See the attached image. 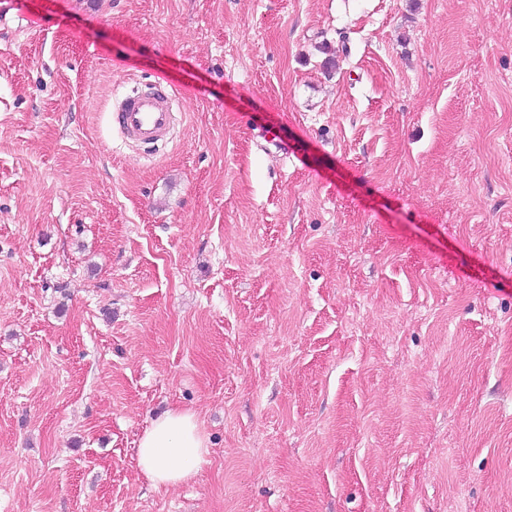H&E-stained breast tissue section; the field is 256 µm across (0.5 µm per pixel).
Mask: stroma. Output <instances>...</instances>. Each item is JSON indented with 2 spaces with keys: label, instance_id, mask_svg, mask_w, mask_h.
Here are the masks:
<instances>
[{
  "label": "stroma",
  "instance_id": "obj_1",
  "mask_svg": "<svg viewBox=\"0 0 512 512\" xmlns=\"http://www.w3.org/2000/svg\"><path fill=\"white\" fill-rule=\"evenodd\" d=\"M0 512H512V0H0ZM170 93L161 87L149 91L132 89L112 113V123L125 142L140 146L168 143L176 121ZM208 453L197 415L172 409L155 418L140 439L138 466L156 487L190 480Z\"/></svg>",
  "mask_w": 512,
  "mask_h": 512
}]
</instances>
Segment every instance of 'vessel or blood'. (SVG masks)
Wrapping results in <instances>:
<instances>
[{"label":"vessel or blood","instance_id":"b4317fda","mask_svg":"<svg viewBox=\"0 0 512 512\" xmlns=\"http://www.w3.org/2000/svg\"><path fill=\"white\" fill-rule=\"evenodd\" d=\"M175 121L170 94L161 87L132 90L112 114V123L119 128L122 138L135 146L169 142Z\"/></svg>","mask_w":512,"mask_h":512}]
</instances>
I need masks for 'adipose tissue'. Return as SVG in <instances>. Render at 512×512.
<instances>
[{"instance_id": "obj_1", "label": "adipose tissue", "mask_w": 512, "mask_h": 512, "mask_svg": "<svg viewBox=\"0 0 512 512\" xmlns=\"http://www.w3.org/2000/svg\"><path fill=\"white\" fill-rule=\"evenodd\" d=\"M207 452L196 414L172 409L155 418L141 437L138 466L155 486H176L196 475Z\"/></svg>"}]
</instances>
